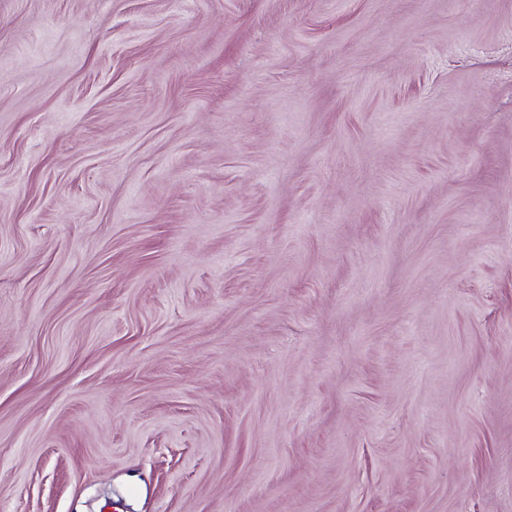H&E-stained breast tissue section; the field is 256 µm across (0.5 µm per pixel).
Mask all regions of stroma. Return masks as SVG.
Instances as JSON below:
<instances>
[{
    "instance_id": "35a3bbf8",
    "label": "stroma",
    "mask_w": 512,
    "mask_h": 512,
    "mask_svg": "<svg viewBox=\"0 0 512 512\" xmlns=\"http://www.w3.org/2000/svg\"><path fill=\"white\" fill-rule=\"evenodd\" d=\"M512 512V0H0V512Z\"/></svg>"
}]
</instances>
